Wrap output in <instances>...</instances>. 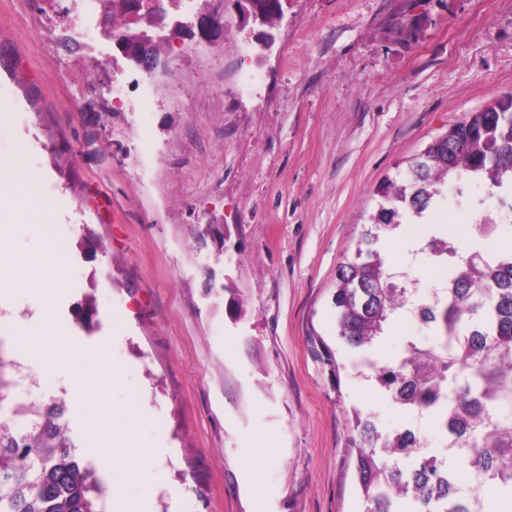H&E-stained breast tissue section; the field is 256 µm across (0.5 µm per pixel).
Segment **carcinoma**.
<instances>
[{"label":"carcinoma","instance_id":"obj_1","mask_svg":"<svg viewBox=\"0 0 512 512\" xmlns=\"http://www.w3.org/2000/svg\"><path fill=\"white\" fill-rule=\"evenodd\" d=\"M253 3L269 26L282 16V0ZM472 180L488 184L500 212H512V95L453 125L400 181L379 185L378 210L337 269L338 335L356 351L362 377L395 405L436 418L445 434L436 453L418 433L382 432L370 413L355 412L354 468L366 512H398L404 500L417 512H489L492 492L512 491V252L470 251L434 235L419 253L448 267V288L417 298L395 282L381 247L402 219L422 218L448 183ZM405 309L431 340L410 338L384 362L377 347ZM64 413L50 405L41 411L43 430L0 433V512H105V486L77 468ZM455 461L471 470L466 486Z\"/></svg>","mask_w":512,"mask_h":512}]
</instances>
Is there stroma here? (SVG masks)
<instances>
[{"mask_svg":"<svg viewBox=\"0 0 512 512\" xmlns=\"http://www.w3.org/2000/svg\"><path fill=\"white\" fill-rule=\"evenodd\" d=\"M69 0H0V160L15 184L39 181L50 224L0 203V328L11 346L39 309L22 259L66 246L53 324L105 350L120 385L76 358L27 353L38 381L69 388L78 455L101 462L91 402L126 409L153 465L113 485L109 512H364L350 422L411 427L439 447L438 423L375 391L337 337L336 272L377 210L378 186L512 93V0H289L264 46L224 4L214 45L174 43L149 95L113 104L123 71L88 81L47 37ZM481 183L448 191L423 224L382 247L421 288L446 274L415 261L433 235L466 240L495 208ZM215 218L220 233L204 230ZM96 304L88 312V304ZM265 487L249 492L250 476Z\"/></svg>","mask_w":512,"mask_h":512,"instance_id":"1","label":"stroma"}]
</instances>
